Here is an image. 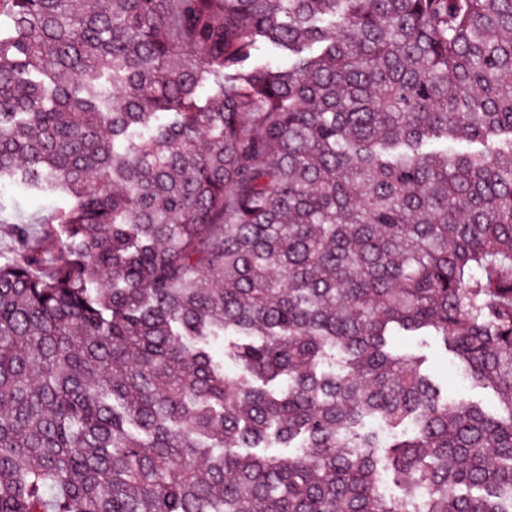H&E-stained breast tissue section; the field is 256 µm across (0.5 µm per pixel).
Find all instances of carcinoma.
Here are the masks:
<instances>
[{"mask_svg": "<svg viewBox=\"0 0 512 512\" xmlns=\"http://www.w3.org/2000/svg\"><path fill=\"white\" fill-rule=\"evenodd\" d=\"M0 10V512H512V0ZM63 197L27 190L19 185L0 191V261L11 256L16 249L14 229L18 224L25 227L29 238H41L42 220L53 211L65 206ZM390 349L398 355H412L420 360L421 371L439 378L448 394V402L471 400L493 410L499 407L497 394L491 388L476 385L463 365L434 336H395Z\"/></svg>", "mask_w": 512, "mask_h": 512, "instance_id": "1", "label": "carcinoma"}]
</instances>
